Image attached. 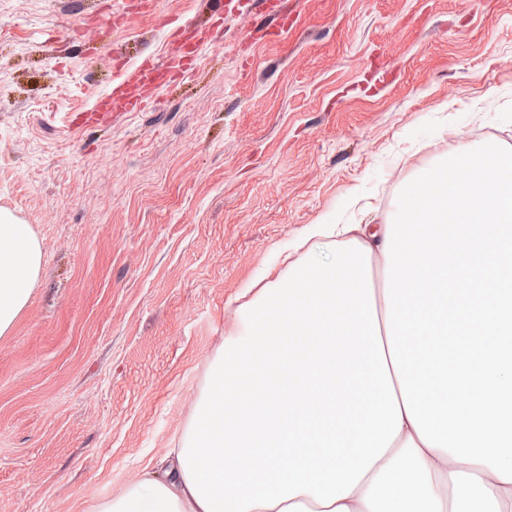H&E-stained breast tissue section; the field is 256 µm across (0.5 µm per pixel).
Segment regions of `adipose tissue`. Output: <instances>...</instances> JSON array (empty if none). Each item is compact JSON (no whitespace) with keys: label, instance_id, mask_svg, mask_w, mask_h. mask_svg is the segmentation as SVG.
<instances>
[{"label":"adipose tissue","instance_id":"1","mask_svg":"<svg viewBox=\"0 0 512 512\" xmlns=\"http://www.w3.org/2000/svg\"><path fill=\"white\" fill-rule=\"evenodd\" d=\"M302 240L241 305L162 476L95 512H512V150L458 146L405 186L395 222ZM40 269L29 226L0 211V336ZM259 362L272 386L225 392Z\"/></svg>","mask_w":512,"mask_h":512}]
</instances>
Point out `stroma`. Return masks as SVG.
<instances>
[{
    "label": "stroma",
    "mask_w": 512,
    "mask_h": 512,
    "mask_svg": "<svg viewBox=\"0 0 512 512\" xmlns=\"http://www.w3.org/2000/svg\"><path fill=\"white\" fill-rule=\"evenodd\" d=\"M0 0V210L42 269L0 336V512H93L179 444L248 289L358 197L512 147V0ZM207 34L143 110L74 130Z\"/></svg>",
    "instance_id": "stroma-1"
}]
</instances>
